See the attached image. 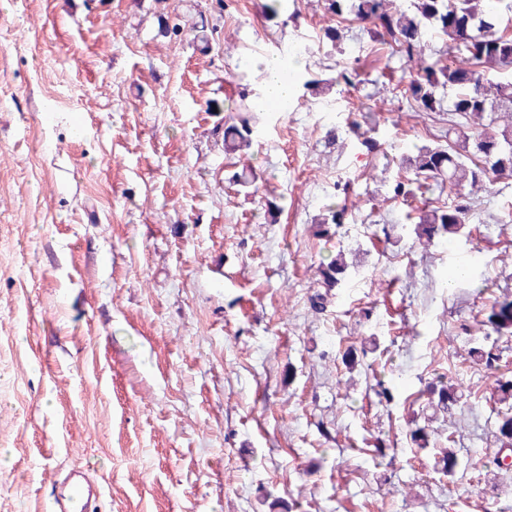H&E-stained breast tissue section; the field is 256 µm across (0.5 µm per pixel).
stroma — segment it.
<instances>
[{"label": "stroma", "mask_w": 512, "mask_h": 512, "mask_svg": "<svg viewBox=\"0 0 512 512\" xmlns=\"http://www.w3.org/2000/svg\"><path fill=\"white\" fill-rule=\"evenodd\" d=\"M262 4L0 0V512H50L74 467L100 476L101 512L505 507L484 477L512 332L484 320L512 296V177L463 234L419 245L420 201L385 182L414 146L455 141L447 113L386 91L410 73L370 23ZM283 48L304 52L292 110L226 151L232 105L258 100ZM350 63L356 86L305 89ZM369 112L371 151L349 131ZM333 203L347 220L324 235ZM340 253L364 263L325 287Z\"/></svg>", "instance_id": "stroma-1"}]
</instances>
